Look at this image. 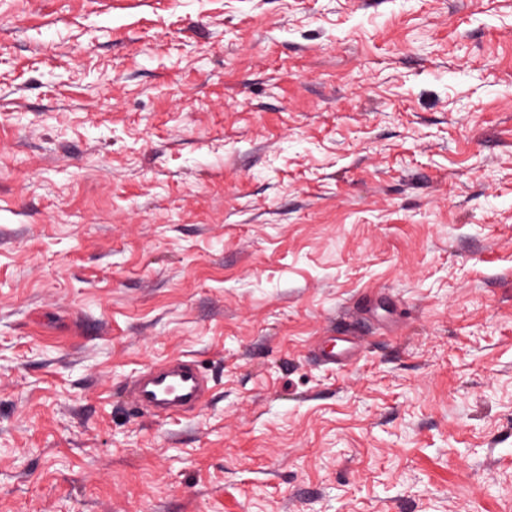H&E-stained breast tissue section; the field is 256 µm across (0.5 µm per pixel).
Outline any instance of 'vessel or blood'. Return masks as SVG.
Listing matches in <instances>:
<instances>
[{
	"mask_svg": "<svg viewBox=\"0 0 512 512\" xmlns=\"http://www.w3.org/2000/svg\"><path fill=\"white\" fill-rule=\"evenodd\" d=\"M208 391L205 369L191 358L147 369L129 387L134 412L166 417L199 408Z\"/></svg>",
	"mask_w": 512,
	"mask_h": 512,
	"instance_id": "vessel-or-blood-1",
	"label": "vessel or blood"
}]
</instances>
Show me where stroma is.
I'll return each mask as SVG.
<instances>
[{
	"mask_svg": "<svg viewBox=\"0 0 512 512\" xmlns=\"http://www.w3.org/2000/svg\"><path fill=\"white\" fill-rule=\"evenodd\" d=\"M0 512H512V0H0ZM208 375L196 359L176 358L145 370L129 387L131 409L154 416L183 414L203 405Z\"/></svg>",
	"mask_w": 512,
	"mask_h": 512,
	"instance_id": "35a3bbf8",
	"label": "stroma"
}]
</instances>
